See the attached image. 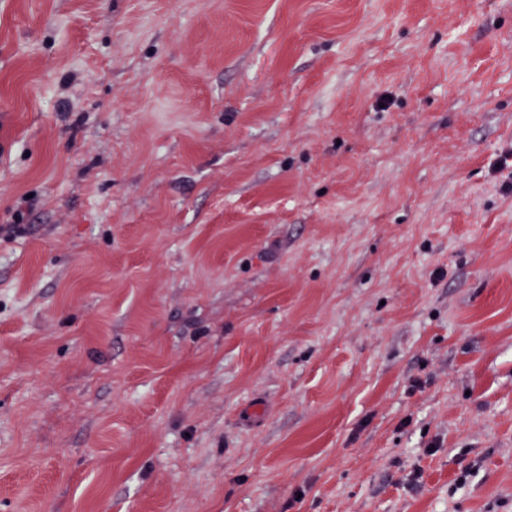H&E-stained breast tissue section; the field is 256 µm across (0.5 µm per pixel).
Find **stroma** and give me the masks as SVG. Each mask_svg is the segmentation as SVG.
Listing matches in <instances>:
<instances>
[{
  "instance_id": "35a3bbf8",
  "label": "stroma",
  "mask_w": 512,
  "mask_h": 512,
  "mask_svg": "<svg viewBox=\"0 0 512 512\" xmlns=\"http://www.w3.org/2000/svg\"><path fill=\"white\" fill-rule=\"evenodd\" d=\"M0 512H512V0H0Z\"/></svg>"
}]
</instances>
